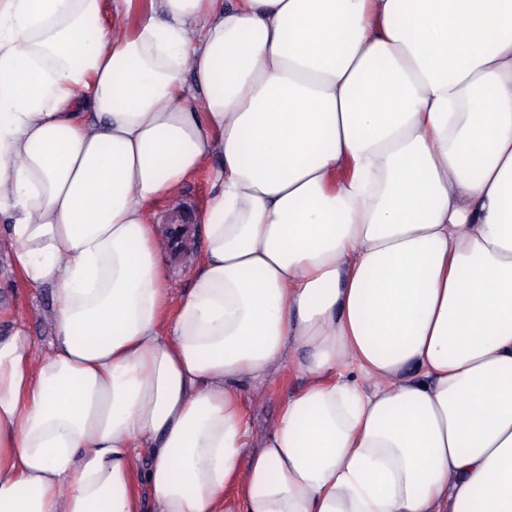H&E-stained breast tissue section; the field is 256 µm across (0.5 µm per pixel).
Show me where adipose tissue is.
<instances>
[{
    "label": "adipose tissue",
    "instance_id": "ef3b65f1",
    "mask_svg": "<svg viewBox=\"0 0 512 512\" xmlns=\"http://www.w3.org/2000/svg\"><path fill=\"white\" fill-rule=\"evenodd\" d=\"M100 14L0 0V215L52 296L41 359L0 339V512H512V0ZM204 167L175 298L148 213ZM300 384L301 379L295 369L287 366L260 387L246 385L242 388L244 408L255 439L270 428L280 405Z\"/></svg>",
    "mask_w": 512,
    "mask_h": 512
}]
</instances>
